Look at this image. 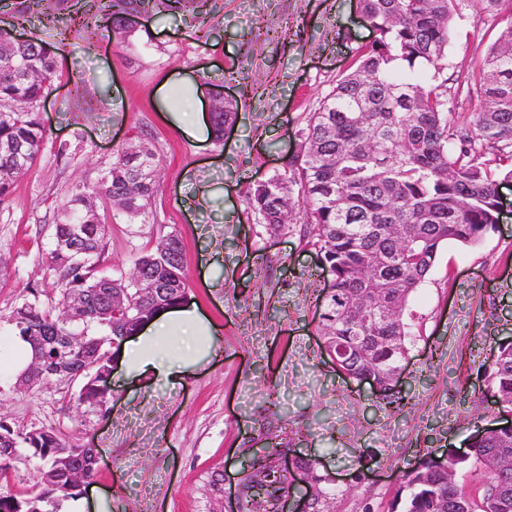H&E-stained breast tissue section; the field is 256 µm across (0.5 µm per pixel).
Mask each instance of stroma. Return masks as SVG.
I'll return each mask as SVG.
<instances>
[{"label": "stroma", "mask_w": 512, "mask_h": 512, "mask_svg": "<svg viewBox=\"0 0 512 512\" xmlns=\"http://www.w3.org/2000/svg\"><path fill=\"white\" fill-rule=\"evenodd\" d=\"M67 21L36 14L15 31L39 35L57 77L39 105L48 142L0 207V413L96 448L86 499L105 498V512H225L214 476L237 490L254 453L284 448L298 431L300 450L336 479V512H387L402 471L424 453L463 452L477 431L500 424L483 365L491 346L512 341V181L500 187L496 230L476 246L444 245L413 294L400 407L337 372L314 307L328 286L316 252L298 235L268 233L246 205V186L296 149L306 114L372 40L357 0H211L199 17L134 16L122 40L107 31L60 39ZM498 31L462 10L448 73L470 69ZM186 79L237 104L223 140L175 129L188 109L177 87ZM140 137L160 160L156 192L138 221L109 213L102 267L127 277L141 253L177 235L185 301L213 322L220 353L166 381L114 370L102 414L77 404L76 381L16 387L10 316L33 287L59 301L42 280L58 209L74 190L96 195L102 170Z\"/></svg>", "instance_id": "obj_1"}]
</instances>
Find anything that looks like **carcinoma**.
Wrapping results in <instances>:
<instances>
[{
    "label": "carcinoma",
    "instance_id": "obj_1",
    "mask_svg": "<svg viewBox=\"0 0 512 512\" xmlns=\"http://www.w3.org/2000/svg\"><path fill=\"white\" fill-rule=\"evenodd\" d=\"M43 0H14L18 19L39 12ZM94 13L72 0L75 32L92 37L103 27L117 39L130 34L134 14L189 11L208 14L209 0H100ZM499 16L507 9L499 37L471 70L450 79L444 60L453 38L454 17L464 3ZM374 39L362 46L354 66L339 74L318 108L298 130L299 144L282 168L264 183L245 190L248 209L277 235L298 233L315 249L331 288L316 297L320 331L342 375H369L387 394L385 379L401 367L411 336L412 293L425 281L441 248L455 242L474 246L496 230L499 186L512 180V0H359ZM25 67L0 68V207L10 201L14 183L34 164L46 130L36 103L57 76L54 58L33 35L18 41L0 30V57ZM423 69L433 74L423 79ZM476 90L479 112L451 111V88ZM236 105L212 113L216 137L232 125ZM122 148L101 178L109 204L131 221L143 217L154 195L159 160L146 143ZM64 220L53 225V248L46 277L61 294L80 298V320L60 319L59 309L32 299L13 310L17 336L30 358L41 356L46 370L25 367L20 382L60 379L90 364L108 369L112 340L133 331L164 306L187 294L180 240L167 235L134 263L139 279L105 274L108 223L93 200L76 189L62 205ZM86 331L82 346L61 342L75 328ZM489 390L494 403L512 412V341L491 348ZM108 380H85L80 403L107 398ZM278 452L254 458L243 482L244 512H279L294 477L279 469ZM92 448L69 445L53 427L21 431L0 419V483L15 463L37 460V494L0 493V512H60L61 504L82 495L69 480L70 469L91 468ZM488 471L482 493L473 496L458 474L471 463ZM407 494H397L389 512H512V431L490 428L472 437L463 457L424 454L402 472ZM336 492L315 498L308 512H334Z\"/></svg>",
    "mask_w": 512,
    "mask_h": 512
}]
</instances>
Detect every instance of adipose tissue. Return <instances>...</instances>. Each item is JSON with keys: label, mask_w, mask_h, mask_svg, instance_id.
I'll list each match as a JSON object with an SVG mask.
<instances>
[{"label": "adipose tissue", "mask_w": 512, "mask_h": 512, "mask_svg": "<svg viewBox=\"0 0 512 512\" xmlns=\"http://www.w3.org/2000/svg\"><path fill=\"white\" fill-rule=\"evenodd\" d=\"M214 330L196 306L172 304L126 340L119 365L129 374L173 376L183 363L214 354Z\"/></svg>", "instance_id": "1"}]
</instances>
